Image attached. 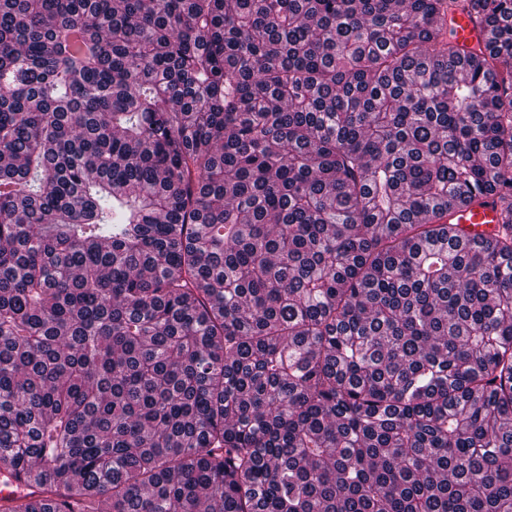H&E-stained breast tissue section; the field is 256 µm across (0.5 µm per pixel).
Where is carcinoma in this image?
I'll use <instances>...</instances> for the list:
<instances>
[{
  "mask_svg": "<svg viewBox=\"0 0 512 512\" xmlns=\"http://www.w3.org/2000/svg\"><path fill=\"white\" fill-rule=\"evenodd\" d=\"M450 3L0 0L12 512H512V0ZM444 26L451 41L461 50H473L484 47L488 41V31L475 20L468 10L456 3L448 10ZM448 224H459L471 230L470 238L476 234L487 237L493 228V224L500 222V207L492 196H484L474 199L466 205L457 206L448 212L445 221Z\"/></svg>",
  "mask_w": 512,
  "mask_h": 512,
  "instance_id": "obj_1",
  "label": "carcinoma"
}]
</instances>
